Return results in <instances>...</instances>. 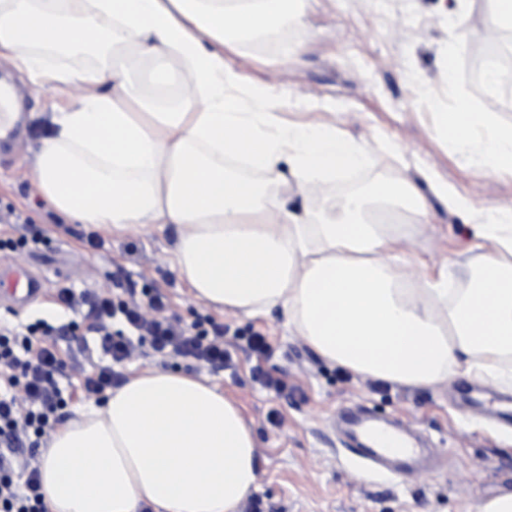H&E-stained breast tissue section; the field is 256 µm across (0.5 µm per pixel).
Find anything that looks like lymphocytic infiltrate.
<instances>
[{"instance_id":"lymphocytic-infiltrate-1","label":"lymphocytic infiltrate","mask_w":512,"mask_h":512,"mask_svg":"<svg viewBox=\"0 0 512 512\" xmlns=\"http://www.w3.org/2000/svg\"><path fill=\"white\" fill-rule=\"evenodd\" d=\"M58 299L68 309L84 312L104 359L103 365L83 379L86 397H100L118 384L119 365L146 343L155 353L215 370L231 358L223 324L185 325L165 315L159 296L120 302L107 297L91 300L64 287ZM117 320L123 328L116 332L112 325ZM62 332V327L44 321L29 325L24 336L0 328V512H46L38 462L32 457L17 460L11 451L40 447L62 420L66 401L59 378L66 365L54 341Z\"/></svg>"}]
</instances>
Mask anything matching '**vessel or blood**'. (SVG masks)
I'll use <instances>...</instances> for the list:
<instances>
[{"label": "vessel or blood", "instance_id": "obj_1", "mask_svg": "<svg viewBox=\"0 0 512 512\" xmlns=\"http://www.w3.org/2000/svg\"><path fill=\"white\" fill-rule=\"evenodd\" d=\"M0 290L32 301L41 296L42 284L38 276L14 269L0 277ZM348 424L355 442L350 456L372 474L397 476L423 469V451L406 430L390 427L364 412L350 415Z\"/></svg>", "mask_w": 512, "mask_h": 512}]
</instances>
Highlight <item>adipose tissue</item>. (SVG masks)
Masks as SVG:
<instances>
[{"instance_id":"ef3b65f1","label":"adipose tissue","mask_w":512,"mask_h":512,"mask_svg":"<svg viewBox=\"0 0 512 512\" xmlns=\"http://www.w3.org/2000/svg\"><path fill=\"white\" fill-rule=\"evenodd\" d=\"M304 0H0V51L34 84L94 85L55 113L31 170L66 222L171 224L173 268L197 300L290 330L353 374L428 388L485 381L512 362V207L485 212L491 252L464 288L409 278L400 242L427 206L409 181L373 182L303 219L280 202L299 181L360 168L367 148L334 125L280 121L273 86L243 84L226 55L303 19ZM81 49L90 70L53 64ZM187 69L172 76L171 55ZM150 63L148 81L132 75ZM446 136L512 173V128L466 105L434 108ZM257 439L207 381L146 370L82 408L40 460L50 512H239L257 481Z\"/></svg>"}]
</instances>
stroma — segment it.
Segmentation results:
<instances>
[{
	"mask_svg": "<svg viewBox=\"0 0 512 512\" xmlns=\"http://www.w3.org/2000/svg\"><path fill=\"white\" fill-rule=\"evenodd\" d=\"M490 9V0H306L302 23L278 41L246 43L229 53L243 83L276 88L281 119L332 122L368 148L359 171L295 189L290 212L305 216L378 180L411 181L428 211L427 223L413 225L403 244L411 273L444 270L449 287L467 286L470 263L490 250L481 237L483 210L512 206V175H482L478 155L437 131L431 103L463 102L490 125L512 127V86L492 94L473 76L493 44L512 47V32L494 41L480 29L460 33L454 23L458 15ZM457 43L462 49L447 65L448 48ZM2 79L20 84L26 98L14 140L0 143V239L35 235L39 242L0 249V267L28 269L45 286L24 305L0 297V323L21 329L40 319L79 321L56 301L63 286L121 299L150 288L162 295L167 313L185 323L210 319L234 334L266 336L265 355L236 350L233 368L223 371L154 354L146 345L121 368L126 377L144 369L198 375L239 406L258 442V482L250 497L260 512H477L487 498L512 492V425L488 420L512 402V383L457 376L415 388L354 375L289 333L281 311L250 317L205 306L172 267L171 225L116 232L70 224L33 188L28 172L52 133L53 114L83 87L65 95L51 83L34 85L3 55ZM387 139L395 149L384 147ZM55 347L78 367L63 383L62 415L69 421L88 403L80 372L101 355L84 327L57 338ZM258 370L280 378L284 392L263 388L254 379ZM358 408L409 424L428 447L441 449L442 467L404 478H361L334 425L342 411Z\"/></svg>",
	"mask_w": 512,
	"mask_h": 512,
	"instance_id": "stroma-1",
	"label": "stroma"
}]
</instances>
